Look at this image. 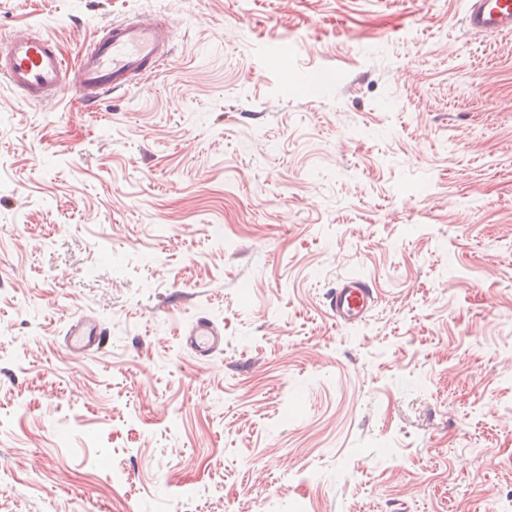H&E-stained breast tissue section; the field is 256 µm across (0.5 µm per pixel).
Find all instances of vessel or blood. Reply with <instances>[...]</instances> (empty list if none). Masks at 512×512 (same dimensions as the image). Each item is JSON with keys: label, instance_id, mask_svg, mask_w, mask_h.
Here are the masks:
<instances>
[{"label": "vessel or blood", "instance_id": "b4317fda", "mask_svg": "<svg viewBox=\"0 0 512 512\" xmlns=\"http://www.w3.org/2000/svg\"><path fill=\"white\" fill-rule=\"evenodd\" d=\"M467 26L479 33L512 32V0H468ZM166 25L123 19L78 51L76 68H68L55 43L41 33L11 36L0 46V78L20 91L26 100L51 102L68 71H75L73 91L86 104L105 93L125 88L133 78L154 71L168 55ZM375 303L372 288L362 280L341 279L326 299L337 321L361 322ZM74 351L87 354L99 349L101 333L89 320L74 321L67 332ZM182 342L198 358L207 360L224 347L222 331L208 318L199 317L182 333Z\"/></svg>", "mask_w": 512, "mask_h": 512}]
</instances>
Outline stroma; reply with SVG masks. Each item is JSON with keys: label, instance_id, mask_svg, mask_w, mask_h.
<instances>
[{"label": "stroma", "instance_id": "obj_1", "mask_svg": "<svg viewBox=\"0 0 512 512\" xmlns=\"http://www.w3.org/2000/svg\"><path fill=\"white\" fill-rule=\"evenodd\" d=\"M466 9L0 0V41L70 63L143 12L171 48L94 106L0 79V512H501L512 33ZM344 277L378 296L353 325ZM375 303L372 288L362 280L342 278L326 299V308L336 321L361 322ZM182 342L198 358L209 360L223 350L222 331L207 317L200 316L182 332ZM74 351L79 354L94 352L100 348L102 333L97 326L84 318L74 321L67 332Z\"/></svg>", "mask_w": 512, "mask_h": 512}]
</instances>
